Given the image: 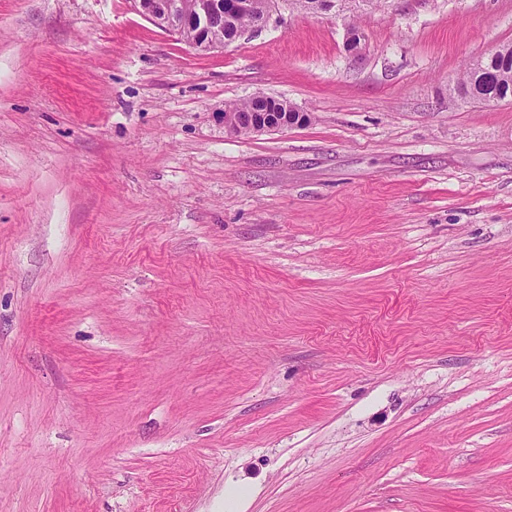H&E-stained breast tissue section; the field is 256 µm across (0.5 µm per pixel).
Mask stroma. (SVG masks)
I'll return each mask as SVG.
<instances>
[{"label": "stroma", "mask_w": 512, "mask_h": 512, "mask_svg": "<svg viewBox=\"0 0 512 512\" xmlns=\"http://www.w3.org/2000/svg\"><path fill=\"white\" fill-rule=\"evenodd\" d=\"M510 43L512 0L207 55L0 0V512H512V102L448 95ZM258 93L310 122L227 135Z\"/></svg>", "instance_id": "obj_1"}]
</instances>
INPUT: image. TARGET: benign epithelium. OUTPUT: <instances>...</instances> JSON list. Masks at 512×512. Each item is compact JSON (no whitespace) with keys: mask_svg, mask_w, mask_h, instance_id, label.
<instances>
[{"mask_svg":"<svg viewBox=\"0 0 512 512\" xmlns=\"http://www.w3.org/2000/svg\"><path fill=\"white\" fill-rule=\"evenodd\" d=\"M134 9L157 28L166 32L182 35L191 27L197 28L195 38L187 41L188 46L198 54H208L224 48V43L204 36L203 30L209 25L213 16L239 14L250 9L249 0H200L193 13L185 11L181 0H133ZM306 113L290 112L288 117L279 118L269 112H256L245 128L237 124L224 123L225 130L234 135L243 130L249 134H262L279 131L301 125Z\"/></svg>","mask_w":512,"mask_h":512,"instance_id":"benign-epithelium-1","label":"benign epithelium"}]
</instances>
